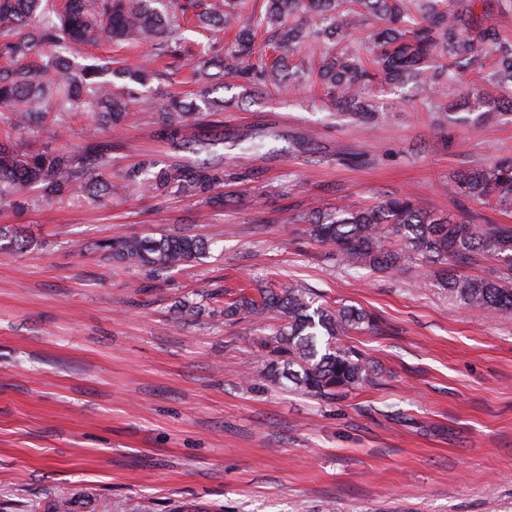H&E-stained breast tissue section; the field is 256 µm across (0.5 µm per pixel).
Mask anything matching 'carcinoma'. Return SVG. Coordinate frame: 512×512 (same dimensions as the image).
Segmentation results:
<instances>
[{
	"instance_id": "cac0c4a2",
	"label": "carcinoma",
	"mask_w": 512,
	"mask_h": 512,
	"mask_svg": "<svg viewBox=\"0 0 512 512\" xmlns=\"http://www.w3.org/2000/svg\"><path fill=\"white\" fill-rule=\"evenodd\" d=\"M258 15L241 23L246 0H0V205L23 210L32 202L45 205L94 204L107 197H158L176 194L227 205L211 192L224 185V162H167L151 156L116 168L103 145H63L21 150L17 140L34 134L75 108L90 111L114 133L135 115L139 89L169 77L157 58L168 57L179 69L183 51L178 40L182 22L190 19L205 32L237 28L214 52L210 42L198 46L192 66L198 97L176 95L148 102V118L159 133L189 151L198 144L181 139L182 129L204 112L224 111V99L213 96L226 75L254 86L287 91L310 78L311 70L294 60L302 47L325 48L316 77L337 109L368 121L367 89L412 83L434 90L484 52L494 57L490 79L512 87V42L501 37L492 14L512 15V0H264ZM373 26L371 65L350 46L335 49L350 36ZM114 42L149 45L139 63L127 65L110 56L77 64L60 53L40 55L46 47L69 43ZM461 200L477 201L495 211H512V157L489 167L460 172ZM310 236L334 248L347 269L388 271L421 263L433 268L423 283L441 289L460 305L492 315L512 316V226L463 224L438 217L413 193L387 197L361 208L342 207L300 218ZM33 240L7 225L0 226V254L30 248ZM104 259L118 266H137L154 280L168 277L196 261L207 242L188 234L115 238L97 245ZM492 258L498 266L483 277L457 273L456 266ZM233 323L273 319L268 333L257 337L265 377L274 386L287 380L292 390L330 399L373 381V370L360 355L336 347V335L349 327L372 326L361 310L315 305V293L298 282L267 281L248 291L226 295L218 286L201 298L182 296L173 313L187 322L202 307Z\"/></svg>"
}]
</instances>
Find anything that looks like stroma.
I'll list each match as a JSON object with an SVG mask.
<instances>
[{
	"label": "stroma",
	"mask_w": 512,
	"mask_h": 512,
	"mask_svg": "<svg viewBox=\"0 0 512 512\" xmlns=\"http://www.w3.org/2000/svg\"><path fill=\"white\" fill-rule=\"evenodd\" d=\"M489 63L430 95L366 92L373 125L313 85L225 82L222 114L183 137L223 158L230 206L170 194L0 207V225L37 242L0 255V512H57L63 493L69 512H512V317L454 304L409 270L346 269L299 221L411 191L457 221L512 225L457 202L462 169L512 156V120L476 122L505 94ZM66 139L108 145L120 167L186 155L143 115L116 137L71 113L33 145ZM358 152L367 165L346 163ZM163 231L210 240V253L158 282L94 249ZM274 273L373 317L336 344L375 366L374 384L303 397L263 378L252 322L170 313L187 292Z\"/></svg>",
	"instance_id": "1"
}]
</instances>
